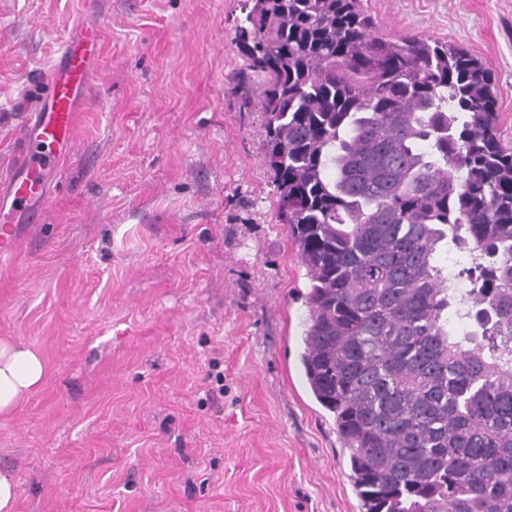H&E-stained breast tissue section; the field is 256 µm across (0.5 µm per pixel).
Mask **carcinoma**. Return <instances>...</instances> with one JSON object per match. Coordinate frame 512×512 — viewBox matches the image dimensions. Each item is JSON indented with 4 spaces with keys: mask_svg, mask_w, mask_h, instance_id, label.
<instances>
[{
    "mask_svg": "<svg viewBox=\"0 0 512 512\" xmlns=\"http://www.w3.org/2000/svg\"><path fill=\"white\" fill-rule=\"evenodd\" d=\"M361 2L244 0L234 31L309 280L304 376L363 512H512V147L491 72L376 36ZM448 241L471 254L451 272ZM460 303L476 328L458 334Z\"/></svg>",
    "mask_w": 512,
    "mask_h": 512,
    "instance_id": "obj_1",
    "label": "carcinoma"
}]
</instances>
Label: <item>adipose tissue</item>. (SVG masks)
Listing matches in <instances>:
<instances>
[{
	"instance_id": "1",
	"label": "adipose tissue",
	"mask_w": 512,
	"mask_h": 512,
	"mask_svg": "<svg viewBox=\"0 0 512 512\" xmlns=\"http://www.w3.org/2000/svg\"><path fill=\"white\" fill-rule=\"evenodd\" d=\"M45 374L40 355L20 341H0V417L10 416L39 389Z\"/></svg>"
}]
</instances>
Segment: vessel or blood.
Here are the masks:
<instances>
[{
	"mask_svg": "<svg viewBox=\"0 0 512 512\" xmlns=\"http://www.w3.org/2000/svg\"><path fill=\"white\" fill-rule=\"evenodd\" d=\"M97 55V34L81 31L64 41L60 63L43 82L41 107L22 133L18 166L0 175V260L12 257L22 242L17 214L25 212L30 222L38 221V208L48 198L49 174L75 150L77 95L86 86Z\"/></svg>",
	"mask_w": 512,
	"mask_h": 512,
	"instance_id": "1",
	"label": "vessel or blood"
}]
</instances>
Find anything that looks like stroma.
Segmentation results:
<instances>
[{
  "label": "stroma",
  "mask_w": 512,
  "mask_h": 512,
  "mask_svg": "<svg viewBox=\"0 0 512 512\" xmlns=\"http://www.w3.org/2000/svg\"><path fill=\"white\" fill-rule=\"evenodd\" d=\"M0 0V169L65 38L99 31L75 156L0 263V340L45 364L0 417L15 512H361L301 365L308 279L260 112L230 77L241 0ZM379 32L490 70L512 142V0H363ZM223 383H216V374Z\"/></svg>",
  "instance_id": "35a3bbf8"
}]
</instances>
